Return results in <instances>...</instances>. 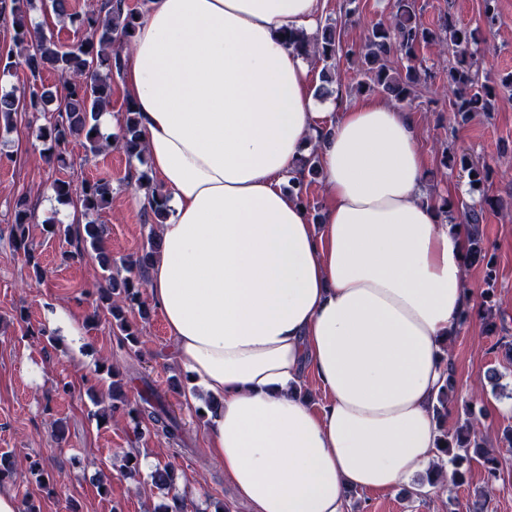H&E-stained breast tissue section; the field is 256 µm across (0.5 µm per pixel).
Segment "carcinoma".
I'll use <instances>...</instances> for the list:
<instances>
[{
  "label": "carcinoma",
  "instance_id": "carcinoma-1",
  "mask_svg": "<svg viewBox=\"0 0 512 512\" xmlns=\"http://www.w3.org/2000/svg\"><path fill=\"white\" fill-rule=\"evenodd\" d=\"M499 0H482V20L492 28L499 19ZM35 0H0V19H10L14 31L16 54H7L0 62V74L7 75L19 65L28 73L27 86L22 94L16 90L0 91V119L5 129H10L17 120L18 113L33 115L49 111V105H55L57 117L49 125L40 128L39 137L49 143L46 162L63 163V148L73 139H82L86 152L96 155L103 150L98 129V115L112 99L113 77L121 73L122 63L118 49L130 43L140 14L125 8V0H94L82 12L72 10L70 0H49L40 3V8L50 9L61 21L69 22L84 33V36L70 44H62L53 36H48L37 24L31 11ZM286 43L293 50L312 57L323 63L321 85L317 96L326 98L333 95L329 88L338 82L336 60L340 54L347 59L364 77L357 84L360 91L378 90L388 98L400 103L410 104L417 96L418 88L426 74L414 65L421 46L434 44L439 52L450 56L448 60V111L465 123L477 113L494 111L498 99L506 94L512 95V73L494 81L484 71L482 54L476 46L474 32L459 23L448 14L438 30L425 26L417 12L416 0H391L390 17L385 21L372 22L366 28L364 44L359 49H344L340 33L335 26L327 24L308 37L303 32H290ZM397 56L408 62L402 69H393L388 65L389 57ZM45 72H55L62 78V89L47 87L42 76ZM121 140L128 158L143 161L141 151L142 130L137 112L132 104H127L121 131ZM444 164L469 174V193L481 195L480 203L465 199L441 197L443 214L460 213L464 218L469 236L470 249L468 262L480 264L486 260L487 248L484 245L479 225L484 205L491 201L483 196V187L488 182L491 170L480 165L464 152L445 154ZM300 170L306 173V179L290 181L291 192L301 204H306L305 195L310 183L319 178L314 160L309 158L301 163ZM138 188L148 191V206L144 207L146 218L154 224L167 220V197L152 183L148 173L141 171L136 177ZM51 190L58 201L73 204L80 208L84 217H89L104 209L112 195V180L100 177L82 182L79 192H73V186L65 180L53 182ZM33 218L30 195L21 193L14 199L12 241L14 246L24 251L27 262L35 277L42 278L43 270L35 252L29 244V224ZM76 241L82 253H91L97 259L103 272L106 286L97 289V306L105 308L112 317L123 341L131 346L139 343L140 330L128 320L118 302L139 308L142 317L148 315L146 305L141 301V289L146 286L145 273L156 253L155 236L148 237L141 254L126 262L128 276L121 279L112 275V259L103 251L100 225L90 220L76 228ZM485 284L482 304V318L487 332L498 333V324L493 307L488 304L491 292L496 288V272L486 265ZM98 370L111 378L109 398L111 404L101 414L103 420L112 418L119 410L127 412L133 419L146 420L154 433L165 437L169 442L183 443V428L166 408L162 396L145 381L139 402L129 406L122 391V381L117 379L119 369L103 362ZM457 384L454 373H449L448 383L436 398L434 408L438 416L448 414V409L456 400ZM462 422L450 433L437 438L438 452L448 458L450 477L440 470H428L426 483L435 488L445 481L451 486L462 487L469 484L472 463L478 462L483 469L484 487L490 488L500 476V462L497 456L486 448V441L474 427L476 412L471 407L464 408ZM152 484L167 491L172 504H161L154 512H184L182 499L173 493L175 477L170 466L156 468L151 474Z\"/></svg>",
  "mask_w": 512,
  "mask_h": 512
}]
</instances>
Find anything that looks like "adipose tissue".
<instances>
[{"label":"adipose tissue","instance_id":"1","mask_svg":"<svg viewBox=\"0 0 512 512\" xmlns=\"http://www.w3.org/2000/svg\"><path fill=\"white\" fill-rule=\"evenodd\" d=\"M326 0H150L122 77L168 220L147 292L202 395L209 446L253 512H349L440 467L469 239L424 186L418 113L319 111L289 48ZM318 157L320 218L289 194ZM313 375L320 401L301 395Z\"/></svg>","mask_w":512,"mask_h":512}]
</instances>
